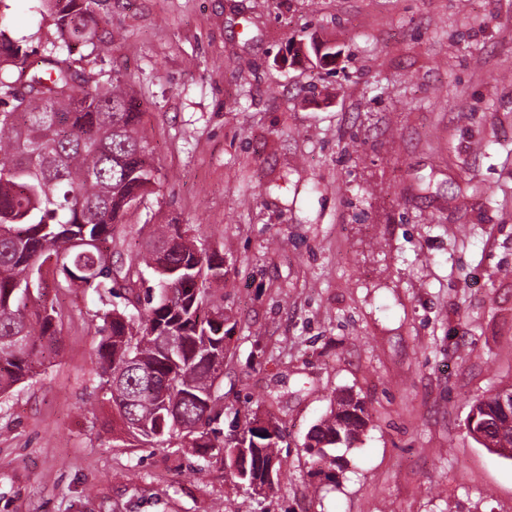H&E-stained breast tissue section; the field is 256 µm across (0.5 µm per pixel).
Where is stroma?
Returning a JSON list of instances; mask_svg holds the SVG:
<instances>
[{"instance_id": "35a3bbf8", "label": "stroma", "mask_w": 512, "mask_h": 512, "mask_svg": "<svg viewBox=\"0 0 512 512\" xmlns=\"http://www.w3.org/2000/svg\"><path fill=\"white\" fill-rule=\"evenodd\" d=\"M99 55L161 179L127 216L224 259L220 426L281 395L278 491L112 431L100 303L45 279L60 341L0 399V512H512V460L466 428L512 386V0H101ZM43 45L38 0H0ZM334 52L321 64L317 51ZM372 416L342 470L304 448L336 393Z\"/></svg>"}]
</instances>
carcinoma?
<instances>
[{"label":"carcinoma","mask_w":512,"mask_h":512,"mask_svg":"<svg viewBox=\"0 0 512 512\" xmlns=\"http://www.w3.org/2000/svg\"><path fill=\"white\" fill-rule=\"evenodd\" d=\"M56 36L39 52L0 26V397L27 381L57 343L59 316L29 311V282L55 261L57 285L95 293L99 388L132 447L167 443L224 463L264 492L280 485L282 421L270 408L226 435L214 410L228 346L223 261L190 228L162 224L136 251L112 262L127 214L154 193L159 172L132 94L120 75L73 67L63 54L79 42L94 55L99 0H39ZM124 293L125 305L112 303ZM495 392L477 400L472 438L512 459V413ZM369 423L364 404L336 394L304 448L312 465L341 467Z\"/></svg>","instance_id":"1"}]
</instances>
